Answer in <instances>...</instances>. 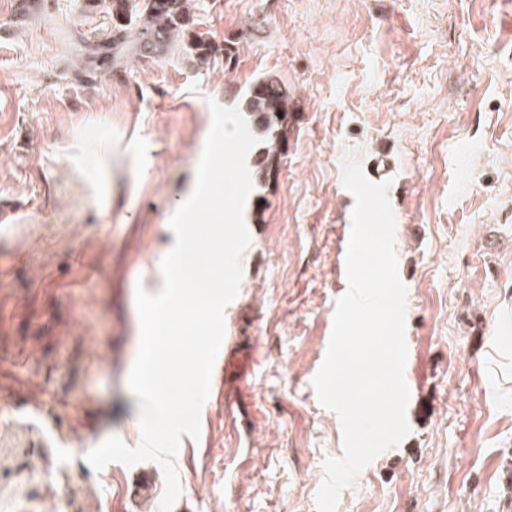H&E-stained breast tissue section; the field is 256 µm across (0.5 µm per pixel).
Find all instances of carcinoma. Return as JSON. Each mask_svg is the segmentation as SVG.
Returning <instances> with one entry per match:
<instances>
[{
  "mask_svg": "<svg viewBox=\"0 0 512 512\" xmlns=\"http://www.w3.org/2000/svg\"><path fill=\"white\" fill-rule=\"evenodd\" d=\"M189 0H107L112 12V37L95 46L90 54L99 67L110 68L130 57H160L176 47L177 36L187 37L184 45L200 60L211 58L212 45L193 32ZM246 110L254 135L268 146L254 161L259 182L273 177L288 141L292 108L288 93L276 80L261 81L249 92Z\"/></svg>",
  "mask_w": 512,
  "mask_h": 512,
  "instance_id": "obj_1",
  "label": "carcinoma"
}]
</instances>
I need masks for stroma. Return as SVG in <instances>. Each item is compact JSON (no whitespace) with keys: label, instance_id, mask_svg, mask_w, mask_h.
<instances>
[{"label":"stroma","instance_id":"obj_1","mask_svg":"<svg viewBox=\"0 0 512 512\" xmlns=\"http://www.w3.org/2000/svg\"><path fill=\"white\" fill-rule=\"evenodd\" d=\"M234 61L176 48L86 80L112 35L101 0H0V512H159L87 450L141 439L128 385L135 289L163 280L168 221L210 101L278 80L294 108L280 168L245 204L226 334L240 366L201 412L172 512H316L341 426L312 385L342 285L346 161L385 166L406 286L409 434L336 512H512V0H189ZM147 177L105 208L62 147L104 130ZM84 433L76 452L69 438Z\"/></svg>","mask_w":512,"mask_h":512}]
</instances>
